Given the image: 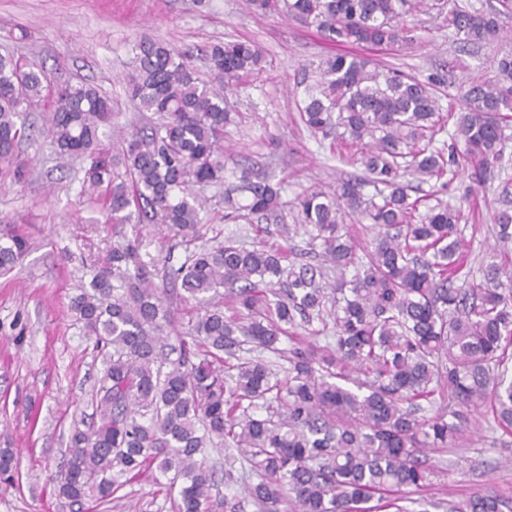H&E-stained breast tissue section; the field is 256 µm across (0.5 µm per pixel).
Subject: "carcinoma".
<instances>
[{
	"instance_id": "1",
	"label": "carcinoma",
	"mask_w": 512,
	"mask_h": 512,
	"mask_svg": "<svg viewBox=\"0 0 512 512\" xmlns=\"http://www.w3.org/2000/svg\"><path fill=\"white\" fill-rule=\"evenodd\" d=\"M259 14L300 21L334 44L390 46L411 40L407 20L446 0H246ZM464 44L499 37L496 13L448 11ZM210 80L198 81L193 53L144 38L126 82L158 122L121 135L122 153L103 147L112 104L98 89L65 83L54 91L48 132L62 163L90 159L79 198L102 205L113 224H163L193 238L203 202L194 187L224 188V220L278 217L280 188L243 169L224 180V92L261 70L255 43L230 41L204 52ZM499 78H472L452 113L451 143L434 145L440 105L433 89L401 71L336 52L318 66L300 116L315 135L359 150L366 178L303 194L296 224L323 265L295 264L284 249L218 242L188 252L171 280L198 301L229 289L228 308L205 307L182 330L143 268L139 238L112 247L93 265L72 301L77 320L103 353L92 405L95 420L74 424L70 457L53 479L73 503L112 500L125 485L167 478L175 512H243L236 495L219 497L204 449L235 448L258 481L245 495L258 512H369L377 495L422 491L434 468L430 449L453 448L469 414L488 404L512 432V263L489 256L482 284L469 282L468 250L458 234L462 210L422 206L407 178L435 180L472 164L477 184L491 179L512 141V55L496 61ZM34 65L0 55V165L26 172L18 145L32 138L23 114L42 96ZM379 201L362 205L360 187ZM378 228L364 247L347 222ZM495 239L512 245V212L494 216ZM28 239L0 219V274L28 251ZM332 321L334 348L288 332L297 320ZM288 349V378L259 359L231 356L249 345ZM352 383L355 389L346 387ZM438 405L429 419L422 403ZM265 409L262 418L249 414ZM454 421H448V417ZM494 495H473L452 512H502Z\"/></svg>"
}]
</instances>
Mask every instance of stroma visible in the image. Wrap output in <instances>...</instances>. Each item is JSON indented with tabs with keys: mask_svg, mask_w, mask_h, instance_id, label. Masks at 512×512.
Wrapping results in <instances>:
<instances>
[{
	"mask_svg": "<svg viewBox=\"0 0 512 512\" xmlns=\"http://www.w3.org/2000/svg\"><path fill=\"white\" fill-rule=\"evenodd\" d=\"M470 12H495L504 34L490 44L456 41L447 21L422 15L412 39L382 48H359L372 63L400 69L436 85L441 108H460V84L468 77L495 78L494 62L512 51V8L500 0H455ZM26 29L27 40L10 34ZM200 48L228 40H249L265 53V63L226 96L241 122L224 133L225 176L235 180L247 167L280 184L284 201L295 202L308 189L336 184L360 174L351 149L310 135L298 104L320 61L335 46L315 29L277 15L252 13L244 0H0V50L24 57L42 70L46 90L62 82H86L112 100V124L143 125L123 80L142 38ZM44 109L28 115L34 141L19 153L28 163L23 179L0 173V218L16 221L31 248L14 270L0 275V448L15 452L11 477L0 475V512H172L152 480L126 485L117 499L99 507L60 498L51 481L69 457L74 423L91 421V396L101 357L71 310L87 269L113 244L140 239L137 261L162 276L186 255L181 236L165 227L108 224L99 206L79 201V166L56 167ZM208 200L199 244L227 238L292 251L308 261L305 233L287 235L283 224L268 223L262 233L242 219H224L216 188L202 189ZM413 196L457 206L476 203L479 219L459 225L469 251L474 282H481L494 244L493 214L512 208V147L486 186L458 171L447 189L415 185ZM472 426L457 447L430 453L437 472L431 486L410 494L407 512H449L474 493L512 502V433L503 432L490 408L472 413Z\"/></svg>",
	"mask_w": 512,
	"mask_h": 512,
	"instance_id": "obj_1",
	"label": "stroma"
}]
</instances>
